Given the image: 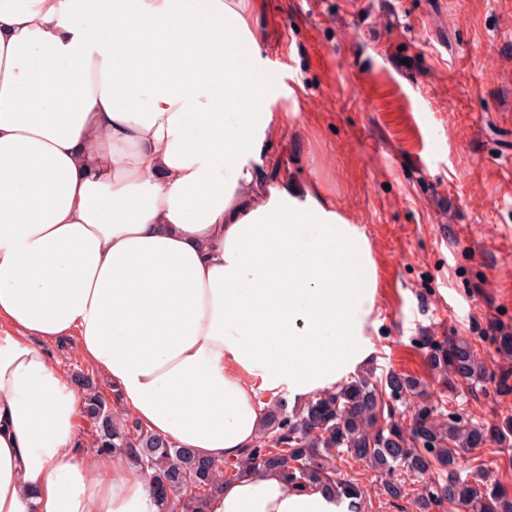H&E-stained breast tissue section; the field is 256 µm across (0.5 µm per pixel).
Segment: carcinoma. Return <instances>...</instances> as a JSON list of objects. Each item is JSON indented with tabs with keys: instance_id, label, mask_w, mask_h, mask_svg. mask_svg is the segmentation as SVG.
<instances>
[{
	"instance_id": "carcinoma-1",
	"label": "carcinoma",
	"mask_w": 512,
	"mask_h": 512,
	"mask_svg": "<svg viewBox=\"0 0 512 512\" xmlns=\"http://www.w3.org/2000/svg\"><path fill=\"white\" fill-rule=\"evenodd\" d=\"M497 353L512 359V336H491ZM426 361L448 391L464 383L470 388L494 383L500 394L512 393V369L486 377L478 364L476 349L468 340L431 338L426 342ZM84 393V414L91 424L95 452L126 456L148 474L155 485L167 488L156 496L159 512H169L171 499L182 512H207L211 497L222 490L224 465L195 456L153 434L131 417L115 415L109 399L87 375L75 373ZM419 380L389 372L375 379L359 375L336 391L318 393L303 406L288 407L286 399L275 402L256 443L245 450L235 474L259 475L277 469L293 487H322L348 501V512H362L361 492L352 482L336 479V460L348 457L385 475L383 493L392 500L410 498L411 512H512V493L477 464L463 466L460 450H475L491 442L512 452V416L488 427L462 407L450 410L442 399L425 397ZM412 424L406 429L384 413L409 398ZM434 472L433 480L405 494L402 475Z\"/></svg>"
}]
</instances>
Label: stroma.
<instances>
[{"instance_id":"35a3bbf8","label":"stroma","mask_w":512,"mask_h":512,"mask_svg":"<svg viewBox=\"0 0 512 512\" xmlns=\"http://www.w3.org/2000/svg\"><path fill=\"white\" fill-rule=\"evenodd\" d=\"M248 23L260 64L279 73L263 179L316 188L376 262L362 371L417 377L439 397L420 343L452 336L499 372L490 339L512 335V0H253ZM476 193L500 203L473 209ZM457 401L484 423L512 416V394ZM341 475L362 488L364 512H409L365 463Z\"/></svg>"}]
</instances>
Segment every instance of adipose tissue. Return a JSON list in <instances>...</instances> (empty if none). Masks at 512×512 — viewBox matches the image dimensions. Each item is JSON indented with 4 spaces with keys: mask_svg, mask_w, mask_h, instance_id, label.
I'll return each instance as SVG.
<instances>
[{
    "mask_svg": "<svg viewBox=\"0 0 512 512\" xmlns=\"http://www.w3.org/2000/svg\"><path fill=\"white\" fill-rule=\"evenodd\" d=\"M249 0H0V512H158L128 458L84 454L76 337L120 413L240 459L272 397L333 391L370 354L361 227L266 184L273 91ZM97 18L90 27L89 18ZM208 512H345L279 471Z\"/></svg>",
    "mask_w": 512,
    "mask_h": 512,
    "instance_id": "ef3b65f1",
    "label": "adipose tissue"
}]
</instances>
